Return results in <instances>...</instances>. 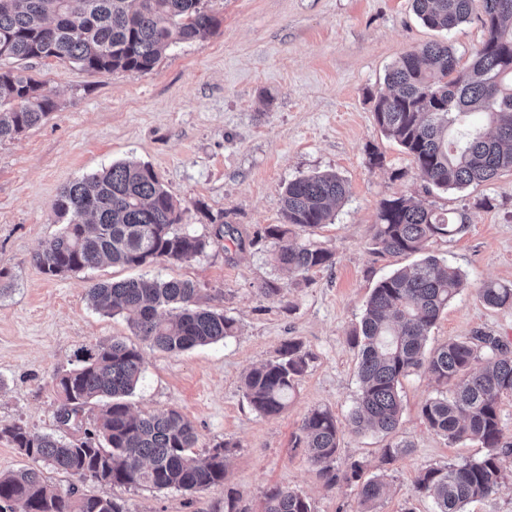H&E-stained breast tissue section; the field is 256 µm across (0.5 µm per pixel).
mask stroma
I'll return each mask as SVG.
<instances>
[{
	"mask_svg": "<svg viewBox=\"0 0 512 512\" xmlns=\"http://www.w3.org/2000/svg\"><path fill=\"white\" fill-rule=\"evenodd\" d=\"M217 33L178 44L146 74L92 72L54 59L28 63L57 108L39 125L0 143V425L23 422L40 434L78 439L99 409L86 407L81 428L55 419L57 375L77 352L118 338L141 347L144 378L134 411L176 409L194 426L195 451L232 445L223 485L185 492L132 489L95 481L88 495L121 502L126 512H224L227 491L238 512H262L275 486L300 492L312 512H358L356 485L326 487L295 442L304 416L329 409L341 429L338 467L361 461L388 488L375 512H433L414 480L428 467L478 458L480 444H449L421 416L441 388L416 371L399 386V438L412 450L383 459L388 437L354 433L347 421L359 392V355L349 337L376 283L411 265L407 256H379L370 246L380 201L405 194L439 210L465 214V230L430 243V254L460 269L464 286L431 329L428 348L482 332L512 348V308H492L479 290L512 286V171L479 186L426 191L415 164L374 117L388 68L441 34L426 27L412 0H208ZM384 156L380 168L371 152ZM148 164L182 212L183 223L209 237L205 253L185 262L140 268L102 266L63 277L34 263L63 228L54 210L62 189L112 163ZM334 172L348 195L332 221L294 228L331 255L305 274L274 260L266 235L282 221L288 182ZM233 228L240 244L213 236ZM191 280L202 306L235 319L232 337L171 354L144 347L125 316L94 310L87 290L97 282L138 276ZM273 294H266V287ZM308 355L287 409L255 412L242 381L274 360L287 340Z\"/></svg>",
	"mask_w": 512,
	"mask_h": 512,
	"instance_id": "stroma-1",
	"label": "stroma"
}]
</instances>
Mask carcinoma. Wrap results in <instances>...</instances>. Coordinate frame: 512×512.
Here are the masks:
<instances>
[{
	"label": "carcinoma",
	"instance_id": "obj_1",
	"mask_svg": "<svg viewBox=\"0 0 512 512\" xmlns=\"http://www.w3.org/2000/svg\"><path fill=\"white\" fill-rule=\"evenodd\" d=\"M422 22L450 32L478 14L487 31L470 66L461 68L453 48L431 42L405 53L386 74L389 93L379 97L374 115L384 135L411 156L426 186L463 189L512 171V0H412ZM219 20L205 0H0V142L41 123L56 108L41 85L10 64L52 57L94 72L151 71L171 46L213 33ZM486 115L491 131L467 125L470 115ZM335 173L303 175L283 193V223L266 229L276 241L275 260L296 273L330 263L331 254L292 237L291 227L328 223L333 207L347 196ZM54 210L68 218L62 231L35 255L51 277L95 269L102 264L140 267L160 260L188 262L209 245L204 237L179 232L181 211L148 165L119 161L66 187ZM466 217L439 211L404 195L380 202L370 240L373 253L419 255L373 288L350 336L359 350V393L348 426L355 433H397L401 416L400 379L422 370L452 388L426 400L421 415L448 443L476 442L486 453L471 460L429 467L415 480L417 492L432 499L435 512L464 507L495 492L512 459L499 416L503 397L512 395V353L482 333L426 349L427 336L448 303L463 287L460 271L427 253L435 238L453 237ZM199 288L189 280L156 278L98 282L88 290L92 306L124 315L150 346L168 353L215 343L232 335L235 321L197 303ZM483 302L512 308V287L489 282ZM307 367V354L294 340L279 356L244 377L245 395L260 415L274 417ZM144 372L136 346L114 339L83 350L80 364L57 378L61 398L56 413H77L90 404L100 414L74 442L39 434L24 423L0 426L6 438L34 465L0 475V512H124L111 498L88 496L78 486L67 496L50 488V469L81 481L138 489L198 491L224 483L230 449L217 446L205 457L193 448L194 426L181 413H135L127 398ZM339 427L327 409L302 420L297 445L328 487L343 481L358 487L364 512H374L384 494L380 475L363 478L364 465L336 467ZM401 439L383 449L385 461L407 454ZM264 512H311L302 494L273 487Z\"/></svg>",
	"mask_w": 512,
	"mask_h": 512
}]
</instances>
